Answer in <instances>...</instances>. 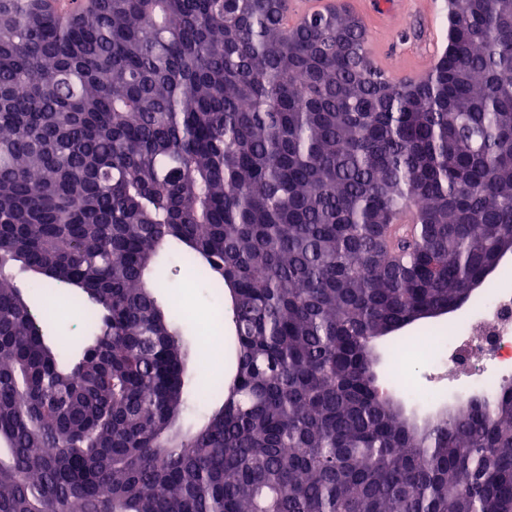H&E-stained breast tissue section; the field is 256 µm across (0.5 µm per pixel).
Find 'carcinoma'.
<instances>
[{
	"instance_id": "1",
	"label": "carcinoma",
	"mask_w": 512,
	"mask_h": 512,
	"mask_svg": "<svg viewBox=\"0 0 512 512\" xmlns=\"http://www.w3.org/2000/svg\"><path fill=\"white\" fill-rule=\"evenodd\" d=\"M287 12L0 0V512H512V383L417 417L383 379L512 253V0H444L402 83L350 10ZM172 242L234 333L189 436ZM55 301L59 309V314L54 324V333L57 334L65 344L70 345L71 348H75L78 344L73 341L78 336H81L82 323L77 316L66 309L61 299H56Z\"/></svg>"
}]
</instances>
